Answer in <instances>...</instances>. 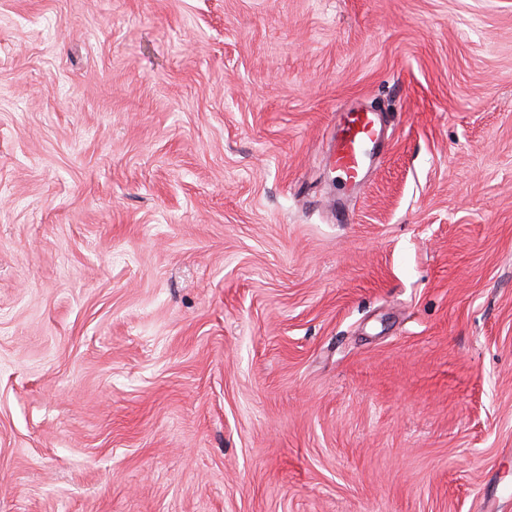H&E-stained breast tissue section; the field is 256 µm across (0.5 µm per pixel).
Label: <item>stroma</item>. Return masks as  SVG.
<instances>
[{
    "instance_id": "1",
    "label": "stroma",
    "mask_w": 512,
    "mask_h": 512,
    "mask_svg": "<svg viewBox=\"0 0 512 512\" xmlns=\"http://www.w3.org/2000/svg\"><path fill=\"white\" fill-rule=\"evenodd\" d=\"M0 512H512V0H0ZM381 137L375 114L353 110L343 115L334 154V168L339 171L345 184L356 187L362 173L371 162L367 146Z\"/></svg>"
}]
</instances>
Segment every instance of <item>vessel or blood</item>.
<instances>
[{
	"label": "vessel or blood",
	"mask_w": 512,
	"mask_h": 512,
	"mask_svg": "<svg viewBox=\"0 0 512 512\" xmlns=\"http://www.w3.org/2000/svg\"><path fill=\"white\" fill-rule=\"evenodd\" d=\"M381 130L374 113L353 110L344 114L334 154V168L344 183L358 186L370 162L368 146L379 141Z\"/></svg>",
	"instance_id": "vessel-or-blood-1"
}]
</instances>
